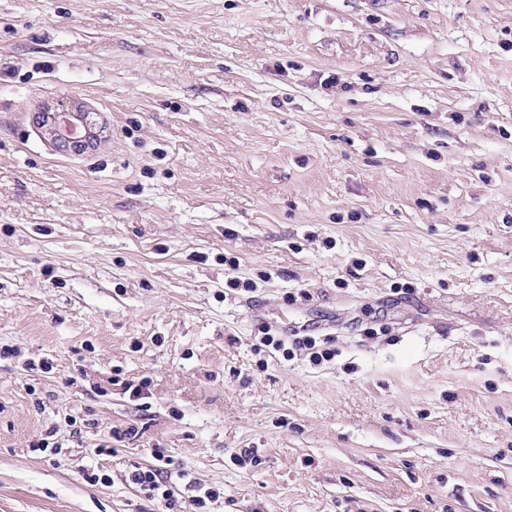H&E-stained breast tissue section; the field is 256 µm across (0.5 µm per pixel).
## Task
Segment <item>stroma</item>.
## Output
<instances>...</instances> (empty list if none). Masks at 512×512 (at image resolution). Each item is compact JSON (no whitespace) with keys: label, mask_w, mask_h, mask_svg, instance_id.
I'll return each mask as SVG.
<instances>
[{"label":"stroma","mask_w":512,"mask_h":512,"mask_svg":"<svg viewBox=\"0 0 512 512\" xmlns=\"http://www.w3.org/2000/svg\"><path fill=\"white\" fill-rule=\"evenodd\" d=\"M1 345L0 512H512V0H0ZM40 127L44 129L49 138L59 148L65 150H78L74 144L82 143L81 150L93 145L98 140L99 134L90 119V112L76 104L62 105L55 111L43 112ZM67 122L72 130L67 133L60 131L61 122ZM263 330L265 336L261 337L262 345L273 346L276 350L282 351L285 357H291L294 350L303 348L313 350L316 347V342L311 336H298V331L288 336V330L273 328L269 325H264ZM154 462L141 467L134 465L128 475L129 481L136 485L148 499H159L170 512H177L178 498L172 462L159 448L151 449Z\"/></svg>","instance_id":"stroma-1"}]
</instances>
